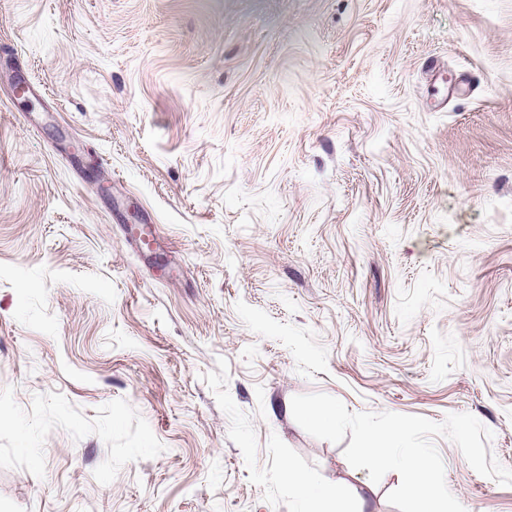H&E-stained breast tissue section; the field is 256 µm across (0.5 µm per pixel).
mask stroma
I'll list each match as a JSON object with an SVG mask.
<instances>
[{"label":"stroma","instance_id":"35a3bbf8","mask_svg":"<svg viewBox=\"0 0 512 512\" xmlns=\"http://www.w3.org/2000/svg\"><path fill=\"white\" fill-rule=\"evenodd\" d=\"M312 392L512 468V0H0V512H399ZM298 492L309 501L307 512H366V498L357 496L354 504L339 488L318 485L312 478H296ZM332 509V510H326Z\"/></svg>","mask_w":512,"mask_h":512}]
</instances>
